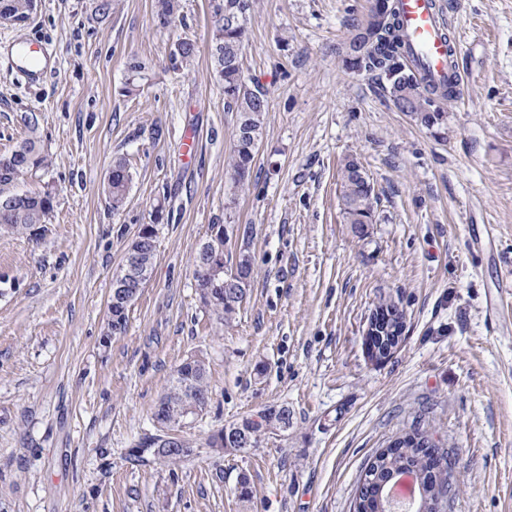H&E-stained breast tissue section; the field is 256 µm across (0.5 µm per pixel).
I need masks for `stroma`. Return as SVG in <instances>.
I'll list each match as a JSON object with an SVG mask.
<instances>
[{
    "instance_id": "35a3bbf8",
    "label": "stroma",
    "mask_w": 512,
    "mask_h": 512,
    "mask_svg": "<svg viewBox=\"0 0 512 512\" xmlns=\"http://www.w3.org/2000/svg\"><path fill=\"white\" fill-rule=\"evenodd\" d=\"M372 2L251 0L243 75L269 110L242 188L211 0H180L166 21L157 0H113L105 17L95 0H40L25 23L0 22V39L45 41L58 59L31 87L0 68V155L34 112L50 160L13 189L56 193L38 239L0 231V512H352L369 459L416 428L457 459L448 512H512V0H438L468 80L431 127L395 109L384 76L345 66ZM186 36L198 53L172 68ZM116 158L132 174L117 213L103 192ZM351 158L374 189L359 234L339 176ZM150 223L151 278L106 335L112 278ZM213 224L239 225L226 250L254 259L226 322L193 279ZM383 299L405 323L376 363L363 331ZM191 357L210 402L173 431L193 454L133 462ZM283 406L288 426L259 447L207 448Z\"/></svg>"
}]
</instances>
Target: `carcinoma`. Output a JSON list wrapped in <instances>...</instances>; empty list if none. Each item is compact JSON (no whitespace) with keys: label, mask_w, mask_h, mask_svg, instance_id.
Instances as JSON below:
<instances>
[{"label":"carcinoma","mask_w":512,"mask_h":512,"mask_svg":"<svg viewBox=\"0 0 512 512\" xmlns=\"http://www.w3.org/2000/svg\"><path fill=\"white\" fill-rule=\"evenodd\" d=\"M215 17L212 35V55L216 73L224 87V104L237 112V127L252 133L249 139L236 137L230 166L233 183L245 186L251 178L257 144L262 133L264 114L268 111V94L259 85L247 86L242 71V51L245 24L250 0H212ZM38 7L37 0H0V20L13 19L23 22ZM349 66L368 72L380 71L391 81L390 94L396 109L408 112L426 126L439 120L437 102L453 96L454 86L448 81L430 84L420 75L407 57L405 35L399 12L392 0H375L366 18L356 26L350 42ZM194 40L177 41L169 56L172 68L191 63L197 55ZM358 164L354 158L341 170L344 215L347 223L360 230L373 221V187L366 174H356L351 166ZM49 166L40 140L26 139L12 151V158L0 163V230L25 234L32 227L46 223L54 210L55 193L46 189L25 194L14 193L10 187L21 177L38 178ZM132 175L125 160L113 162L104 184V193L112 211L118 212L125 205ZM217 319L230 318L238 304L227 301L222 292L201 294ZM192 400L200 409L210 401L206 366L202 359L193 358L175 370L170 391L157 403L153 411L160 428L165 429L184 415L183 402ZM261 422L245 420L243 426L258 431L259 427H286L290 420L288 408L268 410L259 414ZM165 433L142 437L132 453L134 461L148 459L175 464L193 453L192 443L186 441L179 453L165 449L161 444ZM456 459L438 447L431 436L419 429L404 434V440L394 447L381 449L367 467L355 496V512H380L381 490L388 479L404 471H413L420 480L419 505L421 512H434L433 502L439 492L448 489V468Z\"/></svg>","instance_id":"cac0c4a2"}]
</instances>
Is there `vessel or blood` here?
Wrapping results in <instances>:
<instances>
[{"mask_svg": "<svg viewBox=\"0 0 512 512\" xmlns=\"http://www.w3.org/2000/svg\"><path fill=\"white\" fill-rule=\"evenodd\" d=\"M399 9L413 56L427 78L434 82L448 78L455 89H462L465 73L449 62L450 54L459 53L460 45L452 41V25L436 0H399ZM0 65L34 86L54 69L56 57L47 43L20 45L4 39L0 41Z\"/></svg>", "mask_w": 512, "mask_h": 512, "instance_id": "b4317fda", "label": "vessel or blood"}]
</instances>
